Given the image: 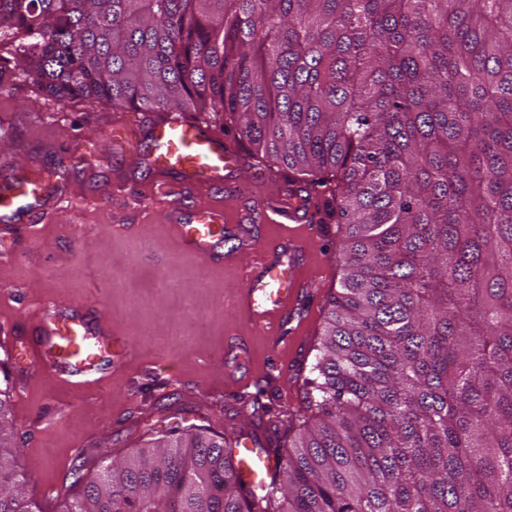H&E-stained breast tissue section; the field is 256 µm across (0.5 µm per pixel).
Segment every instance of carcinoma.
Listing matches in <instances>:
<instances>
[{
	"mask_svg": "<svg viewBox=\"0 0 512 512\" xmlns=\"http://www.w3.org/2000/svg\"><path fill=\"white\" fill-rule=\"evenodd\" d=\"M2 36L60 101L224 114L341 224L282 503L183 430L66 512H512V0H0Z\"/></svg>",
	"mask_w": 512,
	"mask_h": 512,
	"instance_id": "cac0c4a2",
	"label": "carcinoma"
}]
</instances>
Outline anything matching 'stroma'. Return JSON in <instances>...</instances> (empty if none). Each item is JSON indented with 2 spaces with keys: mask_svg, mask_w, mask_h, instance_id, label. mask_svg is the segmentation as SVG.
<instances>
[{
  "mask_svg": "<svg viewBox=\"0 0 512 512\" xmlns=\"http://www.w3.org/2000/svg\"><path fill=\"white\" fill-rule=\"evenodd\" d=\"M14 72L0 87V181L43 172L47 193L0 213V336L27 334L43 307L76 311L92 326L124 335L123 363L85 376L54 374L32 358L0 352V391L10 404L16 466L37 512H59L83 492L77 473L110 465L168 436L192 430L253 437L282 453L295 436L289 413L306 405L316 347L339 289L336 215L328 188L300 182L315 225L300 254V288L287 317L253 333L234 303L242 287L228 262L180 254L168 225L202 204L240 216L274 209L290 173L247 154L235 126L209 112L190 120L228 140L240 167L219 185L195 187L133 162L125 137L145 139L158 112L110 103L60 101L26 81L14 42L0 38V61Z\"/></svg>",
  "mask_w": 512,
  "mask_h": 512,
  "instance_id": "35a3bbf8",
  "label": "stroma"
}]
</instances>
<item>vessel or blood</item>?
Masks as SVG:
<instances>
[{
	"mask_svg": "<svg viewBox=\"0 0 512 512\" xmlns=\"http://www.w3.org/2000/svg\"><path fill=\"white\" fill-rule=\"evenodd\" d=\"M151 161L157 171L175 172L190 185H212L223 181L226 172L239 162L238 154L221 138L178 113H172L153 125ZM263 222L279 225V238L288 248V257H279L268 249L255 251L242 262L245 286L239 295L249 320L258 333L272 330L300 282L293 255L306 248L307 233L302 226L307 214L298 206L285 210L262 208L258 211ZM224 212L217 207L196 210L188 224L173 225L181 250L200 258L212 256L224 240ZM42 335L52 337V353L43 355L46 369L71 374L94 370L104 359L121 361L126 345L121 337L94 329L81 316L64 312H44L40 317ZM235 467L244 483L253 491L267 488L266 479L275 464L267 449L253 439H245L234 457Z\"/></svg>",
	"mask_w": 512,
	"mask_h": 512,
	"instance_id": "1",
	"label": "vessel or blood"
}]
</instances>
